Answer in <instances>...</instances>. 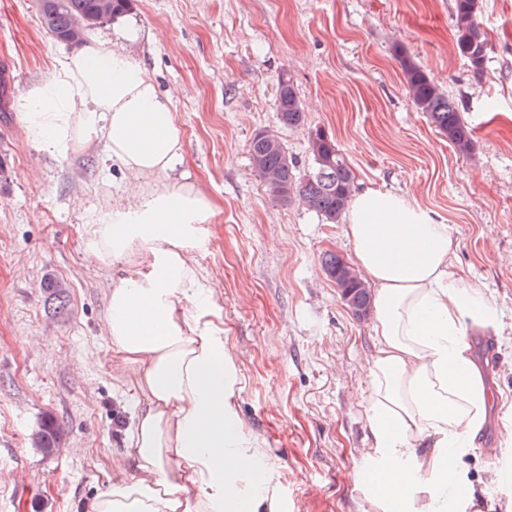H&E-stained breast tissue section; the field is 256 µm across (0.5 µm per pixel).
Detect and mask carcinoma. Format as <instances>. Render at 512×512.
Here are the masks:
<instances>
[{"label":"carcinoma","instance_id":"cac0c4a2","mask_svg":"<svg viewBox=\"0 0 512 512\" xmlns=\"http://www.w3.org/2000/svg\"><path fill=\"white\" fill-rule=\"evenodd\" d=\"M483 0H454L453 29L457 52L471 69H483L489 37L481 22ZM97 11V0H44L39 9L42 22L56 40L68 30L78 16ZM403 83L415 108L426 114L431 124L446 138L454 150L467 156L475 150L471 125L461 112L459 101L431 82L415 59L398 47ZM278 124L285 129L304 126L305 115L295 88L288 77L279 80L275 101ZM312 167L303 173L297 169L279 135L260 131L252 138L249 156L254 172L262 179L270 198L287 205L301 201L326 224H337L347 208L353 191L355 175L334 137L322 128L308 133ZM322 269L332 282L343 288L344 304L354 316L372 306V295L357 272L349 273V263L340 255L327 252L321 259ZM63 426L53 416L43 418L36 433L35 444L47 455L60 451Z\"/></svg>","mask_w":512,"mask_h":512}]
</instances>
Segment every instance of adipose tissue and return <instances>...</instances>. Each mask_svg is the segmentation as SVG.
I'll list each match as a JSON object with an SVG mask.
<instances>
[{
	"label": "adipose tissue",
	"mask_w": 512,
	"mask_h": 512,
	"mask_svg": "<svg viewBox=\"0 0 512 512\" xmlns=\"http://www.w3.org/2000/svg\"><path fill=\"white\" fill-rule=\"evenodd\" d=\"M156 38L138 16H116L14 95L40 151L66 159L100 144L135 179L84 227L88 253L111 273L112 370L136 397L118 473L93 512H285L264 441L239 419L236 356L206 318L222 294L191 245L211 202L183 166L172 97L144 60ZM344 233L375 290L360 395L372 446L356 480L372 512H481L460 464L495 402L470 333L496 325V312L455 271L447 225L408 199L362 192Z\"/></svg>",
	"instance_id": "1"
}]
</instances>
